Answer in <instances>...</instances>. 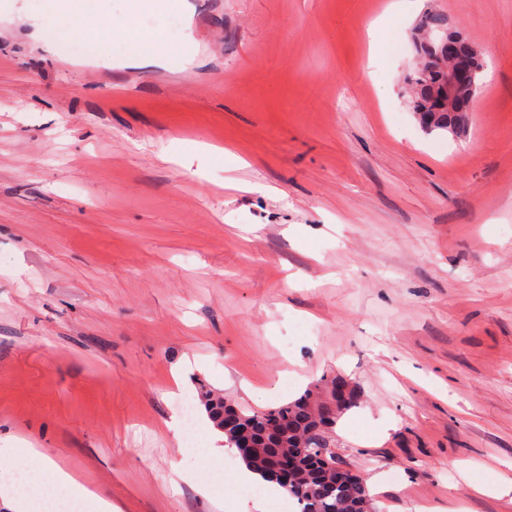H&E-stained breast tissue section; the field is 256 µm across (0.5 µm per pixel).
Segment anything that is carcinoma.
Returning a JSON list of instances; mask_svg holds the SVG:
<instances>
[{"label":"carcinoma","instance_id":"cac0c4a2","mask_svg":"<svg viewBox=\"0 0 512 512\" xmlns=\"http://www.w3.org/2000/svg\"><path fill=\"white\" fill-rule=\"evenodd\" d=\"M447 31V16L430 10L422 16L414 38H431L437 45ZM334 386L336 378L323 377L299 398L258 410L242 408L205 387L200 389L199 400L230 447L238 450L246 440L252 441V453L241 460L263 481L273 482L271 457L296 458V474L283 489L296 500L299 512H357L367 497L363 481L349 471L336 469L337 461L330 452L337 419L356 401L350 393L333 414H328L330 400L321 398L319 392Z\"/></svg>","mask_w":512,"mask_h":512}]
</instances>
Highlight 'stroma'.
<instances>
[{
	"label": "stroma",
	"instance_id": "obj_1",
	"mask_svg": "<svg viewBox=\"0 0 512 512\" xmlns=\"http://www.w3.org/2000/svg\"><path fill=\"white\" fill-rule=\"evenodd\" d=\"M94 0L167 57L74 52L0 0V448L120 512H298L167 423L348 383L373 512H512V0ZM484 52L464 139L408 104L428 5Z\"/></svg>",
	"mask_w": 512,
	"mask_h": 512
}]
</instances>
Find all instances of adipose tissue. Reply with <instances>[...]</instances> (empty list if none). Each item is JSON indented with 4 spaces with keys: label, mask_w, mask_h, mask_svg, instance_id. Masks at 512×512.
I'll use <instances>...</instances> for the list:
<instances>
[{
    "label": "adipose tissue",
    "mask_w": 512,
    "mask_h": 512,
    "mask_svg": "<svg viewBox=\"0 0 512 512\" xmlns=\"http://www.w3.org/2000/svg\"><path fill=\"white\" fill-rule=\"evenodd\" d=\"M50 11L60 13L59 38L71 37L74 31L86 33L98 49L111 53L115 46H124L129 57L153 60L164 56L160 35L144 32L135 17H128L122 24L108 28L98 26L86 9V0H45ZM24 465L33 477L26 482L12 485L0 505L6 512H55L58 504L72 502L82 512H120L111 500L96 492L91 485L70 473L43 451L21 445L0 448V467ZM53 488L55 500H48L45 490Z\"/></svg>",
    "instance_id": "1"
}]
</instances>
